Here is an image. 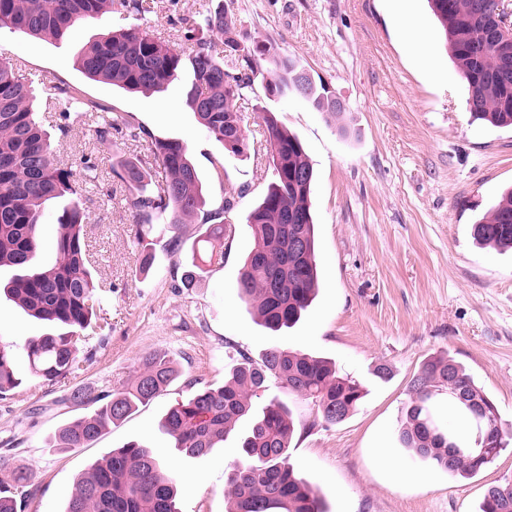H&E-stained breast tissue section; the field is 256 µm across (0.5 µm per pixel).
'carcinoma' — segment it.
<instances>
[{
  "instance_id": "obj_1",
  "label": "carcinoma",
  "mask_w": 512,
  "mask_h": 512,
  "mask_svg": "<svg viewBox=\"0 0 512 512\" xmlns=\"http://www.w3.org/2000/svg\"><path fill=\"white\" fill-rule=\"evenodd\" d=\"M439 21L453 64L468 86L469 111L496 127H512V54L505 58L484 46V28L496 25L498 0H428ZM118 7L146 16L150 0H0V28L23 29L34 37L61 38L81 20ZM183 52L171 49L146 29L104 33L77 57L85 76L103 80L128 92L160 91L175 81L189 63L193 72L186 103L199 123L220 142L224 151L241 155L249 150L243 127L242 101L253 86L262 59L273 67L272 96L294 92L316 111L339 117L344 107L336 95L310 81L308 73L285 55L274 40L237 28L224 6H202L177 20ZM17 63L0 59V269L11 275L0 280V293L39 321L63 328L32 338L26 347L32 373L52 382L77 368L81 339L90 330L107 338L112 324L97 320L94 299L98 283L90 270L84 233L86 192L99 179L98 165L86 156L77 168L60 163L49 137L32 112L30 86L16 76ZM48 108L64 121L94 125L97 138L112 139L120 125L112 109L85 99L66 84L53 86ZM268 159L275 176L248 216L255 244L239 272L241 298L256 308L262 325L279 332L294 327L315 298L318 283L315 224L311 194L315 174L300 140L282 129L275 116H263ZM131 136L145 139L147 155L127 162L115 177L137 190L126 204L138 221L151 224H205L200 243L193 246L190 266L181 287L190 289L219 256L224 225L212 223L204 212L200 178L187 147L153 137L145 130ZM159 170L152 190L143 187L148 171ZM70 197L58 217L53 261L40 260L41 206L50 199ZM479 245L512 247V190L472 225ZM177 377L173 363L161 353L146 355L131 383L100 402L81 389L70 398L78 405H97L88 417L61 427L55 447L76 450L96 440L109 426L127 418L139 405L165 391ZM276 380L285 393L305 400L316 410L315 423L335 425L362 403L367 390L336 363L278 346L256 361L245 353L231 365L229 379L214 388L203 386L171 406L160 423L172 447L191 458L207 456L236 423L250 414L252 400ZM19 385L12 350L0 341V396ZM458 420L444 425L442 404ZM296 425L288 404L273 397L255 418L241 441V458L224 488L226 512H328L324 494L300 478L288 459ZM402 447L448 473L470 479L492 464L509 445L507 428L495 402L452 356L426 358L409 383V400L397 429ZM464 449L448 454V442ZM486 449L488 457L474 450ZM155 449L131 441L91 466L78 481L64 512H178L177 487L160 474ZM0 512H23L37 490L32 471L10 469L0 455ZM479 512H512V484L485 488Z\"/></svg>"
}]
</instances>
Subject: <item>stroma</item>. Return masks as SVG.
I'll return each instance as SVG.
<instances>
[{"instance_id":"35a3bbf8","label":"stroma","mask_w":512,"mask_h":512,"mask_svg":"<svg viewBox=\"0 0 512 512\" xmlns=\"http://www.w3.org/2000/svg\"><path fill=\"white\" fill-rule=\"evenodd\" d=\"M204 2L160 0L144 17L107 12L58 41L0 29V56L21 63L20 77L39 74L76 87L154 136L184 143L206 210L223 209L226 226L223 258L195 288H180L200 226L173 228L160 220L143 232L125 207L127 188L112 174L119 160L143 156L145 141L116 133L102 142L83 124L62 134L47 119L43 87L35 88L33 110L56 154L97 159L87 234L92 270L104 284L97 313L111 322L112 334L80 342L92 359L48 383L31 374L25 350L47 325L0 299V341L12 344L21 380L0 397V448L11 466L37 475L38 491L25 512H63L77 479L133 440L157 449L164 475L179 486V512H225V479L249 421L197 459L170 448L158 422L198 387L223 385L231 355L256 358L273 346L333 359L367 387L359 408L329 427L314 425L308 402L288 400L296 422L289 462L324 493L329 512H478L488 484L512 483V447L475 477L453 479L403 448L397 428L410 381L425 358L439 354L463 364L512 426V249L478 246L471 235L472 224L512 187V129L472 118L466 83L427 0L400 6L394 0H223L239 29L276 39L345 107L337 120L299 95L268 96L274 73L262 65L242 108L250 148L241 156L225 153L186 105L191 67L161 93H128L77 70L80 49L116 29L145 28L182 49L172 22ZM412 24L425 32L423 47L403 39V28ZM267 111L298 136L316 173L311 199L319 291L301 322L277 333L257 324L237 284L254 245L247 216L273 179L263 132ZM147 256L152 265L146 270ZM155 351L179 371L167 390L88 447H54L59 428L92 412L69 402L74 388L99 396L119 389ZM380 363L390 367L389 381L373 376ZM388 460L409 471L410 480L394 483L384 467Z\"/></svg>"}]
</instances>
